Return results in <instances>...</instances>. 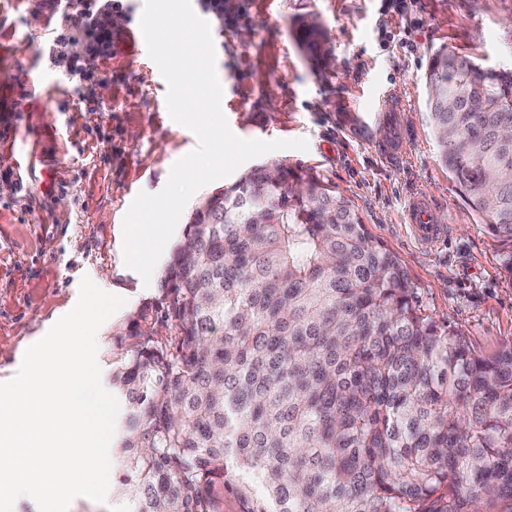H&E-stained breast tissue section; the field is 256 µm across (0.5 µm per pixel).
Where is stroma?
<instances>
[{
	"label": "stroma",
	"instance_id": "obj_1",
	"mask_svg": "<svg viewBox=\"0 0 512 512\" xmlns=\"http://www.w3.org/2000/svg\"><path fill=\"white\" fill-rule=\"evenodd\" d=\"M232 0L209 27L221 107L243 140L308 142L307 150L266 153V160L314 168L352 200L373 240L400 261L417 300L439 326L461 333L480 354L512 344V274L500 242L461 200L427 117L425 70L446 46L477 64L512 70V0ZM112 54L95 60L107 91L80 90L63 68L31 65L50 33L56 5L0 0V383L11 380L20 352L67 314L82 277L124 298L97 331L101 383L126 354L120 328L155 305L167 257L150 281L124 262V217L142 192L165 187L172 165L194 150L195 134L168 111V85L154 61L126 33L144 0H125ZM315 14L329 52L317 60L297 48L291 22ZM393 101L367 132L355 123L376 93ZM406 139L403 157L381 160L375 143ZM35 157L23 181L10 172L14 142ZM50 188H43L46 176ZM422 194L445 219L448 236L421 246L404 219Z\"/></svg>",
	"mask_w": 512,
	"mask_h": 512
}]
</instances>
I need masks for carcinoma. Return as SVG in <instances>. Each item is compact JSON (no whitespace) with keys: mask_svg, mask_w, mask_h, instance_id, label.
Wrapping results in <instances>:
<instances>
[{"mask_svg":"<svg viewBox=\"0 0 512 512\" xmlns=\"http://www.w3.org/2000/svg\"><path fill=\"white\" fill-rule=\"evenodd\" d=\"M425 81L440 159L512 273V73L443 46ZM165 285L112 370L132 512H219L218 486L240 512H512V345L482 356L425 315L317 172L245 171L189 215Z\"/></svg>","mask_w":512,"mask_h":512,"instance_id":"carcinoma-1","label":"carcinoma"}]
</instances>
